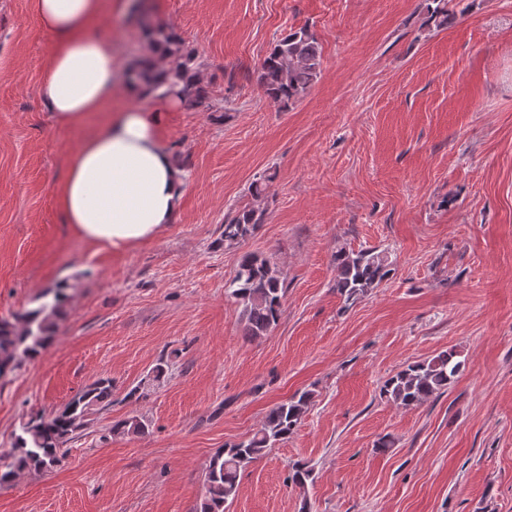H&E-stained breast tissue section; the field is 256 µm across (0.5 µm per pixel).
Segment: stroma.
I'll return each instance as SVG.
<instances>
[{
  "mask_svg": "<svg viewBox=\"0 0 512 512\" xmlns=\"http://www.w3.org/2000/svg\"><path fill=\"white\" fill-rule=\"evenodd\" d=\"M431 2L150 0L220 109L171 113L161 137L188 162L179 212L109 249L76 236L55 196L94 127L57 124L39 95L52 37L32 0H0V318L61 282L69 296L53 344L0 380V450L30 416L113 385L60 466L0 487V512H195L209 457L304 390L305 416L241 474L230 512H512V0H447L445 28L426 23ZM301 27L321 73L281 108L259 66ZM102 32L120 59L145 51L134 17L104 10ZM265 174L264 224L218 244ZM342 248L392 268L350 303ZM246 251L286 286L277 326L253 341L229 295ZM447 349L463 369L445 393L411 408L380 397ZM162 359L168 375L126 399ZM133 416L146 434L112 435ZM298 460L313 470L302 488Z\"/></svg>",
  "mask_w": 512,
  "mask_h": 512,
  "instance_id": "35a3bbf8",
  "label": "stroma"
}]
</instances>
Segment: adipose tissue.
Segmentation results:
<instances>
[{"mask_svg": "<svg viewBox=\"0 0 512 512\" xmlns=\"http://www.w3.org/2000/svg\"><path fill=\"white\" fill-rule=\"evenodd\" d=\"M41 26L54 38L39 94L58 124L84 125L106 111L116 89L145 96L127 78L112 41L97 32L102 0H32ZM176 98L132 106L104 121L72 155L58 195L65 223L87 243L122 248L155 237L172 223L184 174L161 143Z\"/></svg>", "mask_w": 512, "mask_h": 512, "instance_id": "obj_1", "label": "adipose tissue"}]
</instances>
